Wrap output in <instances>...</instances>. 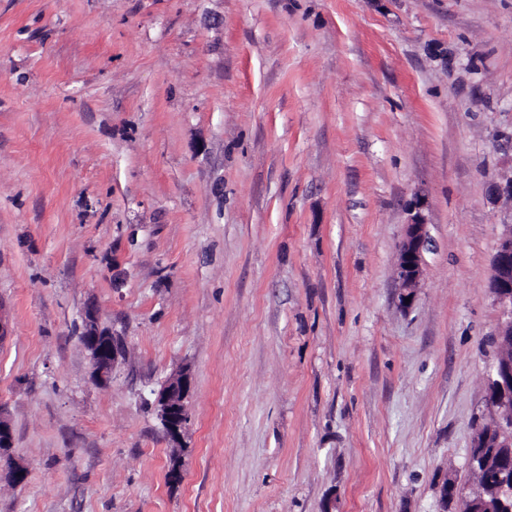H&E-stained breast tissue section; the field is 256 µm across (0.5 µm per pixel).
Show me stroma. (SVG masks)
<instances>
[{"label": "stroma", "instance_id": "35a3bbf8", "mask_svg": "<svg viewBox=\"0 0 512 512\" xmlns=\"http://www.w3.org/2000/svg\"><path fill=\"white\" fill-rule=\"evenodd\" d=\"M510 174L512 0H0V512H445ZM423 207L419 199L412 203L410 222L406 225L405 236L399 248L397 277L402 290L400 294L402 304H407L405 298H410V302L413 300L415 289L422 276L423 253L429 242ZM84 346L89 352L94 380L106 383L121 354L120 348L110 335L98 329L93 319L87 320ZM191 379L186 370L172 374L156 399L157 415L168 439L179 445L184 430L191 419L189 396Z\"/></svg>", "mask_w": 512, "mask_h": 512}]
</instances>
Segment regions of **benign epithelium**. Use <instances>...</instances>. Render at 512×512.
I'll list each match as a JSON object with an SVG mask.
<instances>
[{"instance_id": "7a95c632", "label": "benign epithelium", "mask_w": 512, "mask_h": 512, "mask_svg": "<svg viewBox=\"0 0 512 512\" xmlns=\"http://www.w3.org/2000/svg\"><path fill=\"white\" fill-rule=\"evenodd\" d=\"M429 242L423 204L415 200L411 205L410 222L406 224L404 239L399 248L397 277L401 286L400 301L414 298L422 276L423 253ZM493 274L490 289L502 308L504 321L499 327L498 343L512 342V225H504L492 260ZM84 346L89 352L92 376L103 384L114 368L121 350L114 339L100 331L94 320L86 323ZM191 379L185 370L172 374L156 399L157 415L168 439L175 444L174 463L180 462L178 447L191 419L189 396ZM486 406L490 413L487 423L476 430L474 448L512 447V361L497 362L490 373L486 388ZM458 501L463 512H512V481H492L476 486L471 491L454 485H443L441 498Z\"/></svg>"}]
</instances>
